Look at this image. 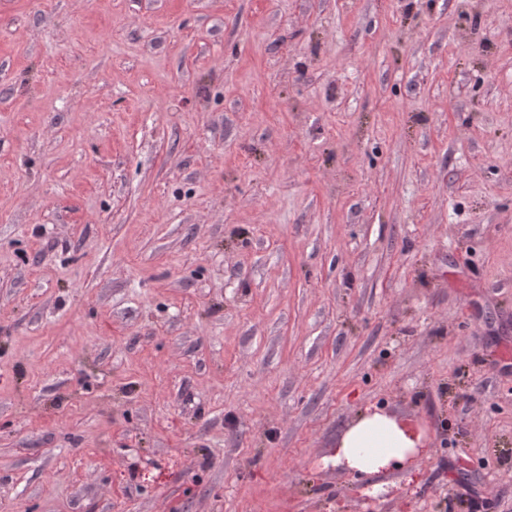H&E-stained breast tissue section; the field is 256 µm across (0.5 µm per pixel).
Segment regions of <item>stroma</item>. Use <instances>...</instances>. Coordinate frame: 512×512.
Masks as SVG:
<instances>
[{"label":"stroma","instance_id":"35a3bbf8","mask_svg":"<svg viewBox=\"0 0 512 512\" xmlns=\"http://www.w3.org/2000/svg\"><path fill=\"white\" fill-rule=\"evenodd\" d=\"M0 512H512V0H0ZM426 445L423 430L412 421L366 409L347 424L336 438L334 453L322 461L375 477L401 464L410 469Z\"/></svg>","mask_w":512,"mask_h":512}]
</instances>
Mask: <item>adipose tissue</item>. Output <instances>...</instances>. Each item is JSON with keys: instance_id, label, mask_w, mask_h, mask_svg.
<instances>
[{"instance_id": "1", "label": "adipose tissue", "mask_w": 512, "mask_h": 512, "mask_svg": "<svg viewBox=\"0 0 512 512\" xmlns=\"http://www.w3.org/2000/svg\"><path fill=\"white\" fill-rule=\"evenodd\" d=\"M427 445L423 430L412 421L378 411L359 412L336 439L329 464L375 477L391 467L412 464Z\"/></svg>"}]
</instances>
